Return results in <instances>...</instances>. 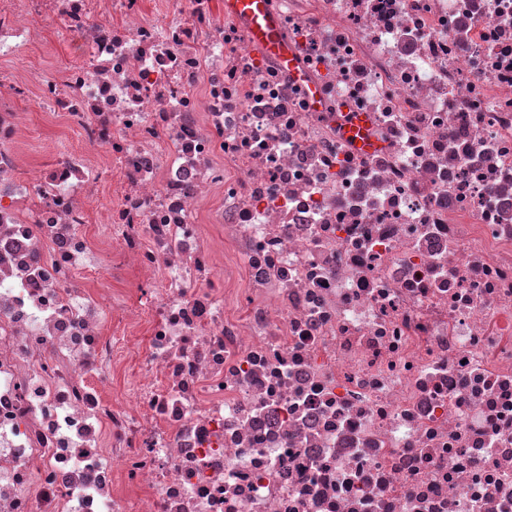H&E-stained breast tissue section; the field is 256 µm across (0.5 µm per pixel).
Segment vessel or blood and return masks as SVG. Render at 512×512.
<instances>
[{"label": "vessel or blood", "mask_w": 512, "mask_h": 512, "mask_svg": "<svg viewBox=\"0 0 512 512\" xmlns=\"http://www.w3.org/2000/svg\"><path fill=\"white\" fill-rule=\"evenodd\" d=\"M224 8L245 21L251 39L265 55L278 60L289 72H296V55L278 32L269 0H224Z\"/></svg>", "instance_id": "1"}]
</instances>
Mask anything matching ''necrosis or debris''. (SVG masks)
<instances>
[{
	"label": "necrosis or debris",
	"mask_w": 512,
	"mask_h": 512,
	"mask_svg": "<svg viewBox=\"0 0 512 512\" xmlns=\"http://www.w3.org/2000/svg\"><path fill=\"white\" fill-rule=\"evenodd\" d=\"M271 4L0 0V512H512V0ZM217 10L224 17V9L243 19L251 39L261 51L278 60L280 65L296 74L303 76L297 69L296 55L290 45L280 36L272 18L268 0H214ZM26 112H33L36 115L34 125L31 133V147L32 152L42 159L50 158L54 155L60 143H65L68 147L76 146L78 143L77 135L68 133L64 136H54L53 129L45 122V117L42 115L46 109H40L37 104L26 102L22 105Z\"/></svg>",
	"instance_id": "obj_1"
}]
</instances>
